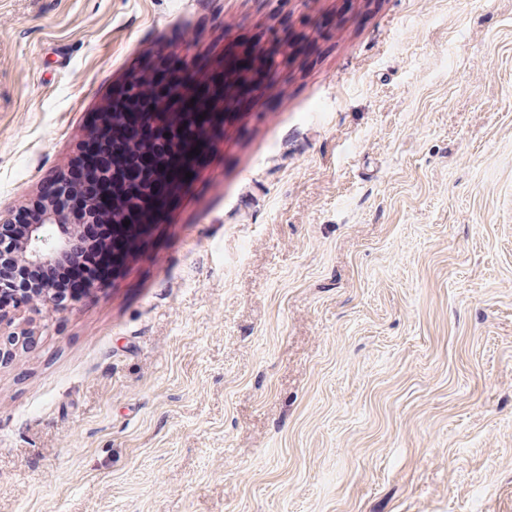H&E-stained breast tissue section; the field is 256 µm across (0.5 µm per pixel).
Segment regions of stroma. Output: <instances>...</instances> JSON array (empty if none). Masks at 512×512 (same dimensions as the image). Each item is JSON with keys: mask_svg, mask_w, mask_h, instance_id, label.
<instances>
[{"mask_svg": "<svg viewBox=\"0 0 512 512\" xmlns=\"http://www.w3.org/2000/svg\"><path fill=\"white\" fill-rule=\"evenodd\" d=\"M335 15L108 288L0 363V512H512V0ZM257 0H0V213L170 41ZM66 63H59L57 51Z\"/></svg>", "mask_w": 512, "mask_h": 512, "instance_id": "1", "label": "stroma"}]
</instances>
